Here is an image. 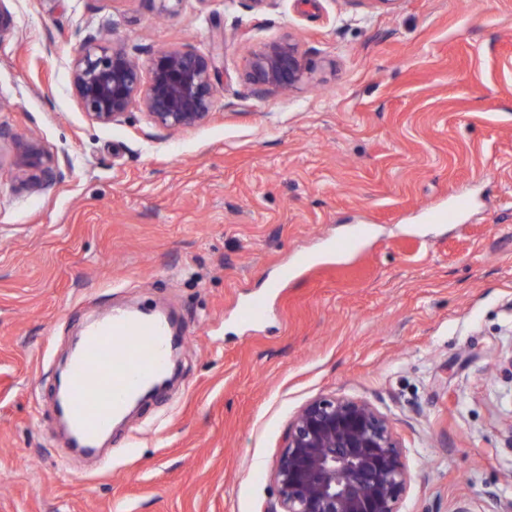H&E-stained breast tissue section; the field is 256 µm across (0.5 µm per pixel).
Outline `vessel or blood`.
Listing matches in <instances>:
<instances>
[{"label":"vessel or blood","instance_id":"1","mask_svg":"<svg viewBox=\"0 0 512 512\" xmlns=\"http://www.w3.org/2000/svg\"><path fill=\"white\" fill-rule=\"evenodd\" d=\"M166 322L113 310L87 327L70 369L69 421L85 445L112 429L113 419L166 366Z\"/></svg>","mask_w":512,"mask_h":512}]
</instances>
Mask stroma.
<instances>
[{
  "label": "stroma",
  "instance_id": "1",
  "mask_svg": "<svg viewBox=\"0 0 512 512\" xmlns=\"http://www.w3.org/2000/svg\"><path fill=\"white\" fill-rule=\"evenodd\" d=\"M0 43V512H264L295 413L369 400L401 438V512L512 499V0H6ZM209 120H90L91 35L148 66L211 54ZM295 38L308 80L257 91L250 50ZM50 185L11 164L30 139ZM364 227L359 246L340 245ZM261 297L267 317L241 322ZM176 317L178 378L103 448L55 413L72 340L110 309ZM16 169L19 178L42 186L56 179L58 162L39 142L28 141Z\"/></svg>",
  "mask_w": 512,
  "mask_h": 512
}]
</instances>
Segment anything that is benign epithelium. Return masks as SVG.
Returning <instances> with one entry per match:
<instances>
[{"label": "benign epithelium", "mask_w": 512, "mask_h": 512, "mask_svg": "<svg viewBox=\"0 0 512 512\" xmlns=\"http://www.w3.org/2000/svg\"><path fill=\"white\" fill-rule=\"evenodd\" d=\"M13 17L0 0V43L13 35ZM220 53L162 49L149 79L125 48L93 39L77 49L71 72L75 95L99 124L121 121L140 102L158 128L188 129L209 119L218 93ZM260 91H292L308 71L291 38L272 41L248 59ZM18 177L36 186L56 179L58 162L39 142L26 143ZM276 495L265 512H400L411 475L389 419L365 399L322 395L304 405L288 425L272 472Z\"/></svg>", "instance_id": "1"}]
</instances>
